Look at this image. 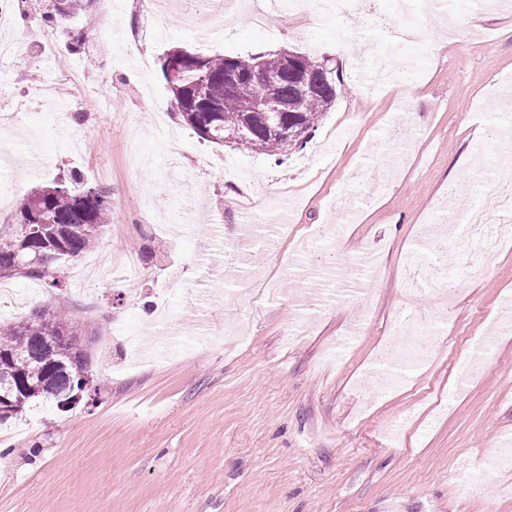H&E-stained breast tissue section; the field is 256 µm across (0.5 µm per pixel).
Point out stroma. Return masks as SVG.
<instances>
[{"label":"stroma","instance_id":"1","mask_svg":"<svg viewBox=\"0 0 512 512\" xmlns=\"http://www.w3.org/2000/svg\"><path fill=\"white\" fill-rule=\"evenodd\" d=\"M113 2L25 37L0 66V193L17 200L72 170L109 189L112 222L90 256L121 275L77 280L67 265L58 289L8 280L0 323L60 305L96 330L97 403L29 406L13 419L0 436V512H512L503 492L512 467L489 461L512 449V332L493 327L512 297V238L458 287L446 281L466 264L453 243L435 259L443 277L433 286L410 292L403 276L442 202L463 197L478 209L476 173L500 158L503 127L492 116L512 83V38L498 32L512 15L447 0L421 17L426 45L402 48L394 0L348 18L245 0L194 22L171 10L159 41L139 0ZM256 10L273 30L251 23ZM211 25L221 37L202 42L199 27ZM74 28L86 31L95 63L66 50ZM343 42L420 57L417 83L366 89L358 57L336 52ZM176 47L297 50L335 69L339 94L306 148L278 166L179 125L161 74ZM49 81L53 100L10 111ZM411 102L423 123H394ZM70 104L84 121L62 120ZM158 109L178 141L153 137ZM373 160L393 174L359 182ZM354 191L368 203L345 223L337 202ZM373 256L377 278L354 273ZM160 304L180 313L175 329L155 325ZM403 306L436 329L427 362L378 358ZM231 309L245 339L224 335ZM296 318L305 333L293 338ZM202 323L212 342L196 343ZM132 332L142 336L136 355ZM174 332L181 351L164 354ZM478 341L491 355L460 374L457 360ZM389 376L401 385L381 391Z\"/></svg>","mask_w":512,"mask_h":512}]
</instances>
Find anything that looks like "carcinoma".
<instances>
[{"instance_id":"obj_1","label":"carcinoma","mask_w":512,"mask_h":512,"mask_svg":"<svg viewBox=\"0 0 512 512\" xmlns=\"http://www.w3.org/2000/svg\"><path fill=\"white\" fill-rule=\"evenodd\" d=\"M73 14L72 0H48L40 23L52 27ZM257 60L262 61L265 79L253 90L224 88V56L173 49L163 58L161 70L176 115L201 139L221 146L239 145L280 163L288 151L273 127L315 131L336 102V78L311 59L306 80L312 90L307 91L288 74L277 53L237 57L243 69ZM260 98L273 111H256ZM284 105L288 111H278ZM110 214L111 192L88 184L74 172L51 186L29 191L20 199L12 221L0 225V278L20 275L59 287L57 263L90 252L99 243ZM92 360L80 328L62 308L0 324V396L12 390L28 403L42 400L69 408L82 391V378L91 371Z\"/></svg>"}]
</instances>
